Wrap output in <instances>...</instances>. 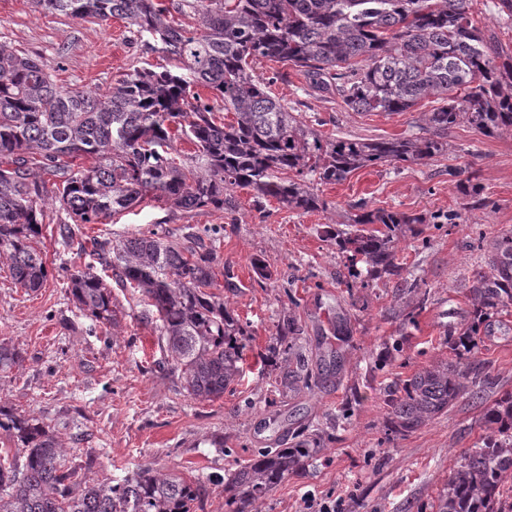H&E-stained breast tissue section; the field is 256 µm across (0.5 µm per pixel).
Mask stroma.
<instances>
[{
  "mask_svg": "<svg viewBox=\"0 0 512 512\" xmlns=\"http://www.w3.org/2000/svg\"><path fill=\"white\" fill-rule=\"evenodd\" d=\"M473 18L512 54V20L492 0H474ZM133 31L122 19H71L41 12L32 0H0V42L38 54L68 89L105 88L145 61L166 67L161 55H142ZM254 73L273 78L280 100L302 102L304 120L331 138L415 134L434 107L425 99L405 112H354L340 98L306 95L303 76L276 60L257 61ZM462 178L478 183L481 194L463 195ZM315 190L327 209L291 210L238 188L221 210L182 211L152 199L102 224H75L49 209L44 287L19 288L0 260V341L23 357L0 374V403L47 424L83 486L152 464L204 485L198 512H229V471L256 451L307 438L302 468L259 503L260 512H306L310 498L340 512H432L450 470L480 442L484 408L512 391V307L494 315L489 334L478 339L475 358L492 381L482 398L463 395L448 413L393 437L387 390L432 361L454 358L449 334L473 311L468 279L489 240L512 232V133L487 137L461 124L449 129L447 152L428 163L361 169ZM363 208L457 219L424 225L421 236L398 243L402 276L356 283L334 234ZM153 226L176 242L199 236L214 251L215 292L248 333L245 376L219 399L184 393L154 322L120 285L112 287V326L95 325L73 304L66 273L86 258L65 244L62 228L87 243ZM257 260L270 278L256 274ZM409 279L428 294L422 308L411 304ZM289 317L313 378L310 388L286 394L266 346Z\"/></svg>",
  "mask_w": 512,
  "mask_h": 512,
  "instance_id": "obj_1",
  "label": "stroma"
}]
</instances>
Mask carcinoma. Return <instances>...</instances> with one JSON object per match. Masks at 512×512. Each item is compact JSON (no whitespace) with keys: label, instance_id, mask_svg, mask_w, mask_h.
I'll return each instance as SVG.
<instances>
[{"label":"carcinoma","instance_id":"carcinoma-1","mask_svg":"<svg viewBox=\"0 0 512 512\" xmlns=\"http://www.w3.org/2000/svg\"><path fill=\"white\" fill-rule=\"evenodd\" d=\"M73 19H125L147 50L175 61L136 67L102 92L64 89L40 57L0 44V258L12 280L36 292L49 271L39 247L47 201L75 224H101L153 193L182 210L224 208V192L248 189L302 211L327 202L306 184L341 182L370 166L425 164L448 150V128L466 123L485 136L512 132V57L474 24L473 0H33ZM278 59L303 74L311 93L338 96L354 112H405L433 98L422 132L389 139L328 138L273 97L274 78L251 63ZM213 98H204L198 88ZM233 114L218 121L221 111ZM185 139L194 151L171 156ZM89 159L87 167L76 159ZM288 177H283V174ZM54 178L47 188L44 176ZM435 217L377 209L336 232V245L361 258L370 275H401L397 243L416 238ZM373 228H368V225ZM92 255L152 308L168 362L198 401L220 398L242 374L245 331L215 287L214 254L175 243L155 230L118 241L93 240ZM75 308L98 325L117 319L112 288L88 264L69 273ZM470 321L452 333L456 357L474 352L493 315L512 305V233L491 240L486 267L473 273ZM293 319L270 353L288 363L280 387L309 385L294 350ZM0 342V372L21 364ZM472 366L437 361L389 394L391 430L406 434L448 412L468 391ZM481 446L460 457L439 491L435 512H512V392L482 416ZM0 430L22 459L0 456V512H191L204 486L174 472L143 467L115 484L76 487L74 470L49 429L0 406ZM308 456L305 448L265 450L224 480L236 505L257 503Z\"/></svg>","mask_w":512,"mask_h":512}]
</instances>
